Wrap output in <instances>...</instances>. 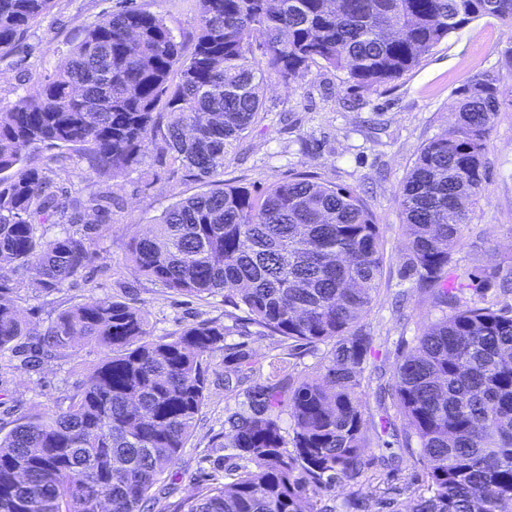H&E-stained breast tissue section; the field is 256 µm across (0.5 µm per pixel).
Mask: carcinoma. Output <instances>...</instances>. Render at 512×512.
Segmentation results:
<instances>
[{
	"mask_svg": "<svg viewBox=\"0 0 512 512\" xmlns=\"http://www.w3.org/2000/svg\"><path fill=\"white\" fill-rule=\"evenodd\" d=\"M50 2L0 0V51L23 41ZM198 2L190 49L160 16L126 6L88 25L52 77L0 112V263L33 270L29 286L50 291L77 281L98 254L94 225L52 237L46 225L77 224L107 198L90 195L68 213L48 169L27 164L30 152L65 146L115 179L151 144L205 190L132 238L134 270L180 294L222 292L258 334L328 350L311 373L289 371L281 357L258 372L245 343L224 344L248 335L236 321L156 337L142 309L110 299L64 310L33 334L0 279V352L31 334L50 358L77 342L103 351L66 408L0 435V512H154L204 406V362L220 351L235 361L227 393L250 380L242 405L225 407L219 447L236 463L169 512H333L304 503L370 465L363 395L373 336L363 318L381 279L379 225L350 188L300 174L256 196L221 180L224 161L257 122L271 76L290 83L321 65L374 89L476 19L512 23V0ZM458 96L456 125L420 148L399 194L402 277L440 317L379 387L382 430L392 407L404 422L399 447L419 448L416 491L376 499L389 512H512V307L462 301L466 289L497 287L495 265L450 279L486 179L498 77L477 74Z\"/></svg>",
	"mask_w": 512,
	"mask_h": 512,
	"instance_id": "carcinoma-1",
	"label": "carcinoma"
}]
</instances>
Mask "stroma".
Listing matches in <instances>:
<instances>
[{"label":"stroma","mask_w":512,"mask_h":512,"mask_svg":"<svg viewBox=\"0 0 512 512\" xmlns=\"http://www.w3.org/2000/svg\"><path fill=\"white\" fill-rule=\"evenodd\" d=\"M133 4L160 15L177 40L191 42L198 30L197 0H52L28 36L0 56V112L27 89L51 77L62 54L90 23ZM512 44V25L483 17L452 33L425 55L413 71L387 85L363 90L338 72L314 67L295 83L271 81L259 119L224 163L232 185L262 193L297 172L359 192L372 210L382 239L384 265L380 286L365 317L374 338L370 367L391 379L398 354L425 322L438 316L428 295L401 276L407 242L402 234L399 190L421 146L449 129L457 92L474 74L499 78L502 102L489 138L488 176L478 205L462 231L455 254L456 273L490 263L512 268V68L502 49ZM33 165L53 170L69 199L111 195L112 207L90 218L97 224L99 257L77 283L56 291L33 292L31 271L5 267L18 315L40 331L60 311L93 299L130 302L148 312L155 336L162 337L202 319L224 321V296L198 299L161 288L134 272L126 260L133 236L178 199L201 191L168 158L147 148L140 165L119 177L91 175L84 161L66 148H43ZM99 350L79 344L64 358L21 366L11 352L0 354V432L23 417L66 407ZM207 391L193 434L173 471L174 497L191 494L199 481L224 472L227 368L223 355L206 361ZM418 469L414 455L403 454L397 470L375 464L347 486L336 487L337 512H353L352 492L363 496H409Z\"/></svg>","instance_id":"obj_1"}]
</instances>
